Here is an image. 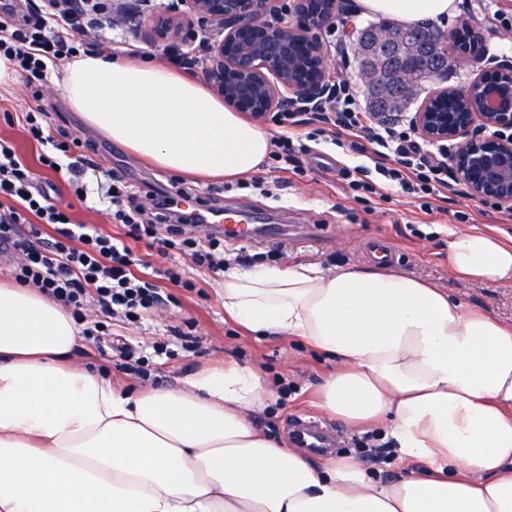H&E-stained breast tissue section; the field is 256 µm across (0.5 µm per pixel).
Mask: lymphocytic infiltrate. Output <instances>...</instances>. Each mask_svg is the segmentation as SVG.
Segmentation results:
<instances>
[{
    "instance_id": "lymphocytic-infiltrate-1",
    "label": "lymphocytic infiltrate",
    "mask_w": 512,
    "mask_h": 512,
    "mask_svg": "<svg viewBox=\"0 0 512 512\" xmlns=\"http://www.w3.org/2000/svg\"><path fill=\"white\" fill-rule=\"evenodd\" d=\"M31 2L19 24L6 19L12 11L10 5L0 6V56L14 63L37 98L49 81L50 62L72 57L77 51L95 53V44L82 34L84 28L100 25L102 6L96 2L90 15L77 16L64 0ZM343 103L341 110L317 113V120L329 125L335 140L359 139L372 148L391 151L394 165L381 167V174L405 193L425 194L422 208L430 210L429 199L438 195L440 176L448 170L446 150L423 153L411 129L361 111L356 90H348ZM44 117L38 108L22 115L28 135L42 148L39 162L45 168L71 173L74 195L85 201L83 178L96 164L77 152L75 141L66 134L47 132ZM100 197L106 205V218L122 226V235L74 222L69 210L37 185L33 171L19 158L12 142L0 138V251L12 256L14 279L38 288L70 310L84 336L98 339L109 335L111 322L141 319L161 304L162 284L195 288L187 269L178 265L144 272L145 261L133 251L132 242L146 241L163 258L178 252L198 271L215 274L226 266L221 233L193 235V228L202 224L201 217L169 209L144 222L142 203L112 173L106 174ZM93 307L102 312V319L87 317V310Z\"/></svg>"
}]
</instances>
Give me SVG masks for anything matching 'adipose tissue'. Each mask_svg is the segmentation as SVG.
I'll return each mask as SVG.
<instances>
[{"instance_id":"obj_1","label":"adipose tissue","mask_w":512,"mask_h":512,"mask_svg":"<svg viewBox=\"0 0 512 512\" xmlns=\"http://www.w3.org/2000/svg\"><path fill=\"white\" fill-rule=\"evenodd\" d=\"M460 0H357L362 14L443 23ZM63 98L158 167L257 171L270 132L195 79L81 56ZM452 271L512 283V245L449 232ZM224 313L335 361L319 409L391 439L404 476L286 447L253 423L279 394L256 370L208 365L127 392L78 361L80 328L37 288L0 283V512H512V326L394 267L226 269Z\"/></svg>"}]
</instances>
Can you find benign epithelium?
I'll return each mask as SVG.
<instances>
[{
	"label": "benign epithelium",
	"instance_id": "7a95c632",
	"mask_svg": "<svg viewBox=\"0 0 512 512\" xmlns=\"http://www.w3.org/2000/svg\"><path fill=\"white\" fill-rule=\"evenodd\" d=\"M186 10L155 18L156 41L192 42L195 28L210 27L215 37L203 44L212 92L238 112L255 117L299 102L321 106L333 87L322 24L336 13V0H293L292 19L281 18L278 0H181ZM491 84L475 79L467 88H448L461 112H432V102L414 113L412 125L430 143L448 142V172L475 198L512 208V64L501 63Z\"/></svg>",
	"mask_w": 512,
	"mask_h": 512
}]
</instances>
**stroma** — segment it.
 <instances>
[{"label": "stroma", "instance_id": "obj_1", "mask_svg": "<svg viewBox=\"0 0 512 512\" xmlns=\"http://www.w3.org/2000/svg\"><path fill=\"white\" fill-rule=\"evenodd\" d=\"M158 9L139 5L135 16L109 12L107 18L116 32L150 53L160 63L167 62L165 44L153 42L151 26ZM368 16L351 12L337 14L322 27L329 66L337 80L361 85L353 38L348 27L367 24ZM475 24L480 42L475 51H461L446 78L425 83L419 96L402 113L409 121L425 101L447 88H462L495 64L512 61V0H461L458 13L438 24L437 32L449 34ZM53 85L41 101H33L24 81L11 88H0V108L22 114L40 104L53 126L64 128L79 143L92 145L94 161L103 169L121 174L137 195L156 200L170 195L173 184H180L198 197L202 208L226 205L244 210L268 211L284 224L288 243L281 249V263L313 262L322 267L363 266L368 262L369 242L382 239L396 250L394 268L420 277L448 290L467 305L484 310L505 323H512V284L485 287L458 279L448 266V233L474 228L498 235L512 243V210L492 200H478L465 188L449 184L442 199L433 203L432 212L420 209V201L408 197L399 187L386 188L383 196L366 195L357 189L343 168L363 167V180L380 182L374 162L347 147H338L314 126L301 125L294 132L310 151L301 155L303 174L273 171L261 166L255 176L243 177L241 184L229 187L221 179L178 177L153 166L128 148L87 126L59 94L55 83L59 71H52ZM0 136L9 139L19 155L34 170L40 184L53 188L54 197L72 204L73 218L80 224H94L115 232L101 211L93 176H86V202H74L67 172L43 168L38 155L41 147L20 124H7L0 118ZM193 290L173 288L174 302L162 305L133 325L116 324L115 334L138 344L147 369L146 377L128 375L116 368L108 345L85 340L82 358L108 373L113 383L129 386L140 383L156 387L175 386L178 377L215 361H232L258 368L267 381L284 389L276 408L257 416L256 423L282 444H290L289 424L301 416L322 422L337 436L336 449L362 459L367 469L388 479L396 477L394 460L378 461L373 451L361 445L362 432L350 430L342 421L322 417L316 406L318 387L332 368L323 356L301 346L294 339L258 337L225 319L220 292L222 275L193 272ZM188 326L190 338L182 340L172 327Z\"/></svg>", "mask_w": 512, "mask_h": 512}]
</instances>
